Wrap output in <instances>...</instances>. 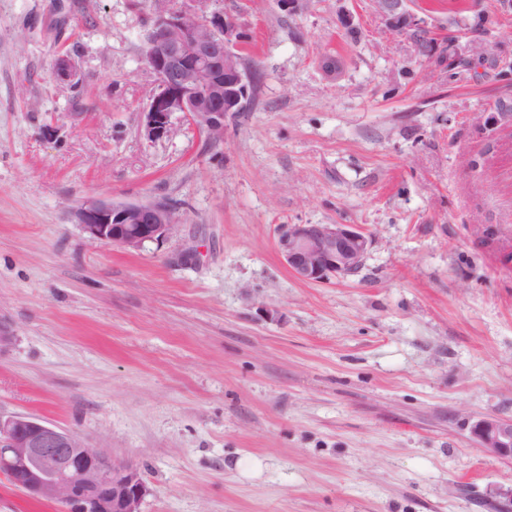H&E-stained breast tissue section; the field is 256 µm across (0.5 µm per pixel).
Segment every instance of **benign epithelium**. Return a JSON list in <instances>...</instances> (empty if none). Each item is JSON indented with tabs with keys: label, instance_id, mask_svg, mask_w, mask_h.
<instances>
[{
	"label": "benign epithelium",
	"instance_id": "7a95c632",
	"mask_svg": "<svg viewBox=\"0 0 512 512\" xmlns=\"http://www.w3.org/2000/svg\"><path fill=\"white\" fill-rule=\"evenodd\" d=\"M153 20L142 39L145 64L155 87L143 112L141 132L160 141L174 131L181 113L206 139H224V117L247 106L254 90L253 68L242 50L248 36L238 18L216 0H152ZM390 34L426 28L425 19L408 8V0H372ZM444 49L448 72H476L494 62L502 69L498 44L487 39L466 45L458 37L430 43ZM53 75L72 80L69 57L57 55ZM92 242L139 250L173 235L180 227L176 210L161 202H114L94 199L75 212ZM372 240L355 224H284L276 247L300 280L320 283L354 276L363 268ZM474 438L495 457L512 462V418L483 417L471 428ZM0 469L29 496L64 504L68 512H141L148 487L137 467L93 448L75 432L41 419L0 415Z\"/></svg>",
	"mask_w": 512,
	"mask_h": 512
}]
</instances>
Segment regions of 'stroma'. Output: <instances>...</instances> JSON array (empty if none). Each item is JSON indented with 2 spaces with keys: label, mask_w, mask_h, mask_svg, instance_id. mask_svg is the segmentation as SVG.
<instances>
[{
  "label": "stroma",
  "mask_w": 512,
  "mask_h": 512,
  "mask_svg": "<svg viewBox=\"0 0 512 512\" xmlns=\"http://www.w3.org/2000/svg\"><path fill=\"white\" fill-rule=\"evenodd\" d=\"M220 7L260 83L211 144L141 134L151 0H0V414L132 462L141 512H512L471 434L512 418V77L449 80L372 0ZM90 198L180 228L94 243ZM284 224L358 225L364 268L296 278Z\"/></svg>",
  "instance_id": "obj_1"
}]
</instances>
